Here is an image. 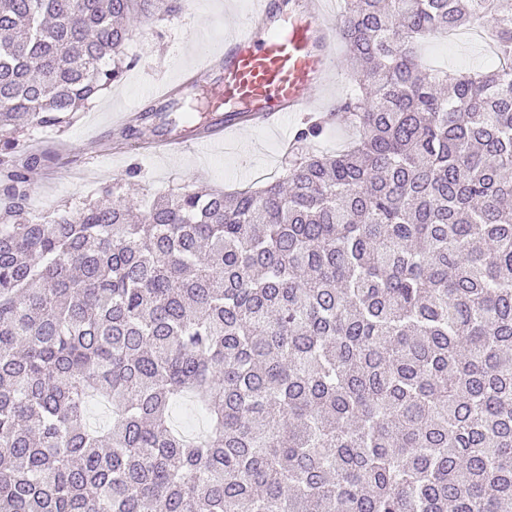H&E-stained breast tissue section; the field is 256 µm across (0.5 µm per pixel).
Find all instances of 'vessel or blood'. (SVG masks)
<instances>
[{"label": "vessel or blood", "instance_id": "vessel-or-blood-1", "mask_svg": "<svg viewBox=\"0 0 512 512\" xmlns=\"http://www.w3.org/2000/svg\"><path fill=\"white\" fill-rule=\"evenodd\" d=\"M253 0L247 22L230 20L219 51L202 55L187 83L212 81L218 111L202 129L148 140L161 151L208 150L240 130L281 134L283 119L316 111L340 72L339 31L328 0Z\"/></svg>", "mask_w": 512, "mask_h": 512}]
</instances>
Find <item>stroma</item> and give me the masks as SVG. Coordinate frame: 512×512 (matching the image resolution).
Wrapping results in <instances>:
<instances>
[{
    "instance_id": "1",
    "label": "stroma",
    "mask_w": 512,
    "mask_h": 512,
    "mask_svg": "<svg viewBox=\"0 0 512 512\" xmlns=\"http://www.w3.org/2000/svg\"><path fill=\"white\" fill-rule=\"evenodd\" d=\"M252 0H184L177 15L134 27L126 44L128 55L138 63L121 81L112 84L81 109L74 125L62 132L51 129L24 130L16 137L26 149L45 153L48 161L34 175L32 192L38 203L28 206L30 216L42 218L67 206L73 209L96 198L105 187L122 181L130 166L140 175L133 198L149 203L155 196L183 186L243 189L259 186L282 174L284 154L278 136L261 139L243 133L238 141L214 148L208 155L191 150L151 154L139 148L110 153L95 159L88 156V144L95 136L115 140L113 114L140 104L147 86L179 83L183 72L196 60L191 37L206 28L211 48H219L224 37V20L248 17ZM424 61L448 71L485 68L487 52L471 46L463 37H440L423 53Z\"/></svg>"
}]
</instances>
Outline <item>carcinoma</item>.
Wrapping results in <instances>:
<instances>
[{"mask_svg":"<svg viewBox=\"0 0 512 512\" xmlns=\"http://www.w3.org/2000/svg\"><path fill=\"white\" fill-rule=\"evenodd\" d=\"M346 2L350 147L314 123L255 189L45 221L13 134L70 125L181 5L0 0V512L512 508V5ZM488 16L492 68L422 64Z\"/></svg>","mask_w":512,"mask_h":512,"instance_id":"1","label":"carcinoma"}]
</instances>
